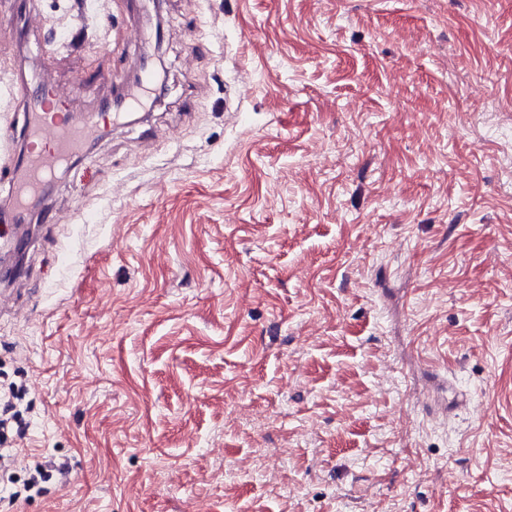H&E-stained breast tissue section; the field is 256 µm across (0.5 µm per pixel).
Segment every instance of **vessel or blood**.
Wrapping results in <instances>:
<instances>
[{
    "label": "vessel or blood",
    "mask_w": 512,
    "mask_h": 512,
    "mask_svg": "<svg viewBox=\"0 0 512 512\" xmlns=\"http://www.w3.org/2000/svg\"><path fill=\"white\" fill-rule=\"evenodd\" d=\"M9 90L27 109L22 130L0 127V149L10 152L16 139L25 142L13 166L0 169V181L11 189L10 206L0 215V221L15 225L28 223L36 205L44 198V187L73 155L98 136L103 123L117 121L125 112L140 107L142 95L135 92L116 96L106 99L98 111L80 112L52 82L45 81L34 88L20 78L10 84Z\"/></svg>",
    "instance_id": "obj_1"
}]
</instances>
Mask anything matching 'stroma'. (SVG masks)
Here are the masks:
<instances>
[{"instance_id":"1","label":"stroma","mask_w":512,"mask_h":512,"mask_svg":"<svg viewBox=\"0 0 512 512\" xmlns=\"http://www.w3.org/2000/svg\"><path fill=\"white\" fill-rule=\"evenodd\" d=\"M156 6L0 311V512H512V0H0V125ZM24 390L23 386H16L9 388V396L4 400L2 404V398L0 402V436L3 441L7 439L8 429L15 432L18 437H22L25 433V427L23 426L22 416L14 400H19L21 392Z\"/></svg>"}]
</instances>
